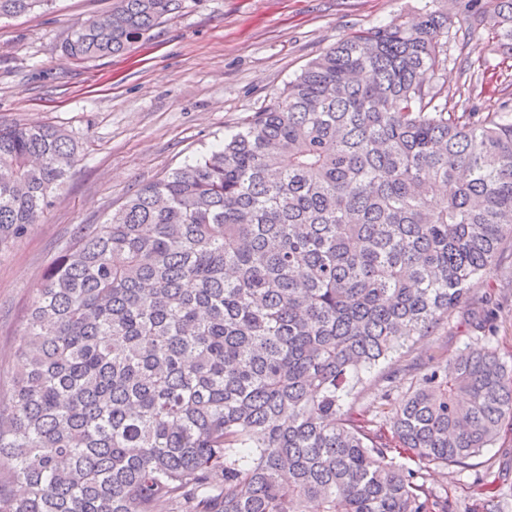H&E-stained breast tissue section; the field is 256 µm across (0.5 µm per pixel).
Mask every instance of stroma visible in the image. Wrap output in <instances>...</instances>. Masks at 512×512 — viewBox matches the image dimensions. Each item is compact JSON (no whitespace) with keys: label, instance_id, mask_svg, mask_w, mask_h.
Returning a JSON list of instances; mask_svg holds the SVG:
<instances>
[{"label":"stroma","instance_id":"1","mask_svg":"<svg viewBox=\"0 0 512 512\" xmlns=\"http://www.w3.org/2000/svg\"><path fill=\"white\" fill-rule=\"evenodd\" d=\"M113 0H53L0 19V121L65 130L80 153L41 221L0 247V393L18 374L15 350L41 276L81 224H101L142 185L192 163L237 133L340 39L426 11L454 17L433 80L448 109L495 111L512 98V57L491 30L467 32L455 0H179L180 6L129 51L75 61L61 45ZM512 364V246L474 282L464 310L435 335L418 336L368 374L358 412L381 414L388 375H419L483 334ZM493 483L487 508L474 486ZM427 484L448 512H512V432L470 466L432 470Z\"/></svg>","mask_w":512,"mask_h":512}]
</instances>
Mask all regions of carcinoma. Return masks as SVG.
Segmentation results:
<instances>
[{
    "instance_id": "1",
    "label": "carcinoma",
    "mask_w": 512,
    "mask_h": 512,
    "mask_svg": "<svg viewBox=\"0 0 512 512\" xmlns=\"http://www.w3.org/2000/svg\"><path fill=\"white\" fill-rule=\"evenodd\" d=\"M49 2L0 0V18ZM178 8L115 0L62 50L121 53ZM459 14L512 55V0ZM446 35L435 11L338 41L229 140L65 243L0 398V512H448L426 472L512 429V367L487 337L429 363L384 421L349 409L512 240V105L437 103ZM77 151L0 122V246Z\"/></svg>"
}]
</instances>
